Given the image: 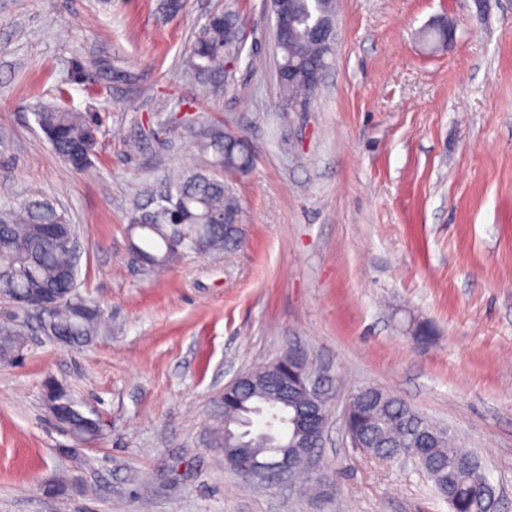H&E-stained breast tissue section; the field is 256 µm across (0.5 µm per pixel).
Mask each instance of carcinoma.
<instances>
[{
    "mask_svg": "<svg viewBox=\"0 0 512 512\" xmlns=\"http://www.w3.org/2000/svg\"><path fill=\"white\" fill-rule=\"evenodd\" d=\"M288 41L275 45L282 70L279 80L280 107L289 112L309 104L320 89L306 73L328 65L330 54L325 41L313 29L317 17L334 18L333 0H287ZM240 37L236 19L230 14H212L200 33L186 49L184 73L203 92L223 89L227 75L225 63L239 51ZM299 65L303 74L288 79V64ZM36 122L54 152L69 168L81 171L92 162L98 143L99 125L79 113L56 104L35 113ZM196 147L201 163L187 175L170 180L157 207L136 212L129 225L130 247L150 270L171 263L179 250L221 253L238 242V233L211 223L215 216L239 212V202L226 177L241 176V162L250 158L243 141L224 138L219 122L200 127ZM58 225L76 236L75 225L47 199L32 195L16 207L0 210V302L25 294L27 288L41 285L52 288L58 304L50 314L57 329L68 337L70 346L92 341L101 331L100 311L78 293V259L74 251L59 246L46 234V227ZM18 316L7 310L0 317V361L15 358L23 343ZM65 422L66 429L79 443H89L101 435L95 419L85 415L72 397ZM222 408L215 432L226 429L232 442L264 450L283 444L284 436L254 435L245 425L252 417L274 413L288 421L294 405H283L273 388L255 391L243 388L219 401ZM422 417L398 398L372 387L356 391L344 418L345 430L354 435L363 450L394 459L416 452L410 436ZM433 437L428 455L420 469L448 500L451 512H499L493 485L483 473L479 457L456 446L447 430L424 422Z\"/></svg>",
    "mask_w": 512,
    "mask_h": 512,
    "instance_id": "cac0c4a2",
    "label": "carcinoma"
}]
</instances>
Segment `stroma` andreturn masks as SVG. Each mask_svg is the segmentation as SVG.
<instances>
[{
	"label": "stroma",
	"mask_w": 512,
	"mask_h": 512,
	"mask_svg": "<svg viewBox=\"0 0 512 512\" xmlns=\"http://www.w3.org/2000/svg\"><path fill=\"white\" fill-rule=\"evenodd\" d=\"M218 10L243 50L205 94L183 53ZM442 20L454 36L430 50ZM335 24L309 111L284 112L266 0H0V206L35 191L65 213L104 318L73 348L31 326L0 361V512H450L411 462L351 447L363 387L477 451L512 512V0H336ZM60 86L100 120L78 172L35 122ZM206 116L253 157L230 182L242 241L147 270L133 208L195 168ZM291 350L329 399L320 497L245 481L209 445L225 385ZM49 379L102 419L98 440L57 426Z\"/></svg>",
	"instance_id": "obj_1"
}]
</instances>
